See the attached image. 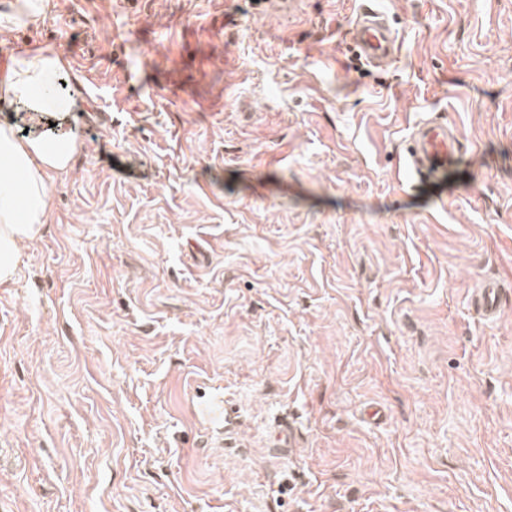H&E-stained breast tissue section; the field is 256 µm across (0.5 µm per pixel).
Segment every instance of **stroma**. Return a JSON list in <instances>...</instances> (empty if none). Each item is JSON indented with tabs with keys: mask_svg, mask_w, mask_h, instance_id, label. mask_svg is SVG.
<instances>
[{
	"mask_svg": "<svg viewBox=\"0 0 512 512\" xmlns=\"http://www.w3.org/2000/svg\"><path fill=\"white\" fill-rule=\"evenodd\" d=\"M365 4L399 54L361 72ZM7 39L90 99L0 287V512H512V0H50ZM428 119L463 151L409 186ZM503 291L500 285L488 280L474 288L472 306L485 319L493 318L501 308ZM195 414L199 417L217 421L216 418H224L228 421L229 412L224 407V402L219 396L211 395L207 399L200 401L194 408Z\"/></svg>",
	"mask_w": 512,
	"mask_h": 512,
	"instance_id": "obj_1",
	"label": "stroma"
}]
</instances>
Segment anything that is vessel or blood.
Segmentation results:
<instances>
[{
	"label": "vessel or blood",
	"mask_w": 512,
	"mask_h": 512,
	"mask_svg": "<svg viewBox=\"0 0 512 512\" xmlns=\"http://www.w3.org/2000/svg\"><path fill=\"white\" fill-rule=\"evenodd\" d=\"M351 39L366 64L374 68L391 65L398 51L397 34L383 12L362 9L352 30ZM461 143L454 127L436 120L417 124L410 136L402 171L409 182L436 177L454 165ZM503 291L495 281L488 280L475 288L472 306L483 318L490 319L501 308Z\"/></svg>",
	"instance_id": "1"
}]
</instances>
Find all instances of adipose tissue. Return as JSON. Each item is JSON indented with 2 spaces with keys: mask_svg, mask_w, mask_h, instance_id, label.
Masks as SVG:
<instances>
[{
  "mask_svg": "<svg viewBox=\"0 0 512 512\" xmlns=\"http://www.w3.org/2000/svg\"><path fill=\"white\" fill-rule=\"evenodd\" d=\"M49 0H9L0 11V33L15 27L39 28ZM69 63L51 46L13 50L0 69V286L13 283L24 244L38 239L50 209L48 181L71 169L78 149L68 126L86 99L78 89L59 93L58 80ZM48 114L58 128L50 135L18 134L6 115Z\"/></svg>",
  "mask_w": 512,
  "mask_h": 512,
  "instance_id": "ef3b65f1",
  "label": "adipose tissue"
}]
</instances>
